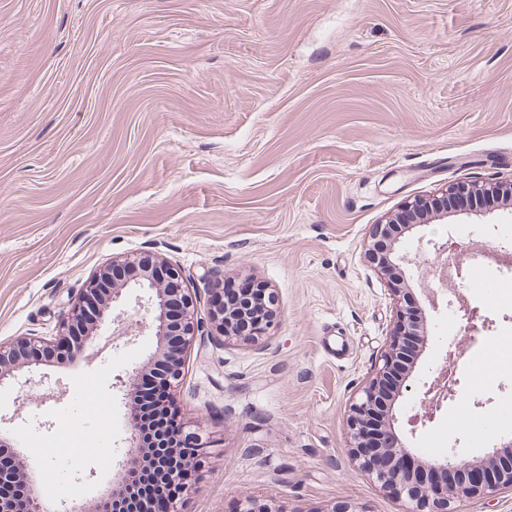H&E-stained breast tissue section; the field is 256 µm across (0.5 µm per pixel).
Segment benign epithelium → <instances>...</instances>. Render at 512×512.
Here are the masks:
<instances>
[{
	"label": "benign epithelium",
	"mask_w": 512,
	"mask_h": 512,
	"mask_svg": "<svg viewBox=\"0 0 512 512\" xmlns=\"http://www.w3.org/2000/svg\"><path fill=\"white\" fill-rule=\"evenodd\" d=\"M512 198V182L479 183L458 182L448 186L441 196L432 199L417 198L404 203L397 213L383 224L372 227L366 254L370 263L387 276L399 305L398 322L393 338L382 358V365L368 377L357 392L349 408L347 435L353 460L384 488L399 491L415 504L413 512H449L448 505L460 497H481L490 500L505 490L512 491V453L495 451L482 459H467L454 453L441 458L418 460L414 449L402 441L393 426V410L403 391L409 389V369L395 395L387 393L388 380L394 368L404 358L406 339L420 334L419 317L408 304L410 293L405 267L412 264L409 251L399 247L400 237L392 234V226L405 215L418 218L433 211L440 199H492L502 194ZM135 288L138 310L130 315L114 314L126 290ZM460 319L464 329L489 331L494 321L467 300L457 298ZM245 317V309L224 310L212 306L208 317L198 316L196 304L185 287L179 267L159 258L150 251L133 256L113 258L103 269L87 281L85 288L64 313L57 336H20L10 343H0V387L11 384L23 391L31 385H40L48 376L34 375V368L43 364L41 354L50 353L55 363L65 365L77 362L89 349L94 337L113 325L120 326L124 336L150 333L157 340V348L149 367L158 371L169 389L182 380L184 356L196 342L204 343L219 333L226 337L243 336L231 331L228 321ZM271 321H254L248 328L251 340L265 334ZM461 380L449 374L438 385L426 391L423 414L425 423L433 415L456 399ZM142 427L137 419L130 423L129 445L124 452L121 467L113 477L112 499L103 503L98 512H153L148 502L166 494V483L173 480L183 486L193 478L181 457L182 432L172 434L153 427L149 461L156 472V480L149 493L139 492L133 499L124 489L142 469L140 456ZM22 472L17 468L0 466V512H43L39 500L24 501L16 488ZM236 512H275L268 500L246 494L239 500Z\"/></svg>",
	"instance_id": "7a95c632"
}]
</instances>
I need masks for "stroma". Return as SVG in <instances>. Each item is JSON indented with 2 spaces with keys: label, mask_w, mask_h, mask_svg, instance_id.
<instances>
[{
  "label": "stroma",
  "mask_w": 512,
  "mask_h": 512,
  "mask_svg": "<svg viewBox=\"0 0 512 512\" xmlns=\"http://www.w3.org/2000/svg\"><path fill=\"white\" fill-rule=\"evenodd\" d=\"M512 180V0H0V342L55 335L89 276L146 249L178 265L206 313L227 278L266 284L275 317L252 341L194 346L173 394L204 445L175 512H410L351 460L345 419L396 322L369 263L373 224L449 184ZM406 275L428 340L415 372L486 379L512 310L474 270L442 281L420 241L512 252V204L406 229ZM454 291L494 319L466 338ZM48 372L61 391L0 389V432L42 497L111 489L130 408L111 377L145 365L151 336L95 338ZM396 430L419 457L482 458L512 435V379L463 383L436 419ZM485 407H476V400ZM49 419L99 442L109 465L53 448ZM94 470L82 487L72 473Z\"/></svg>",
  "instance_id": "35a3bbf8"
}]
</instances>
